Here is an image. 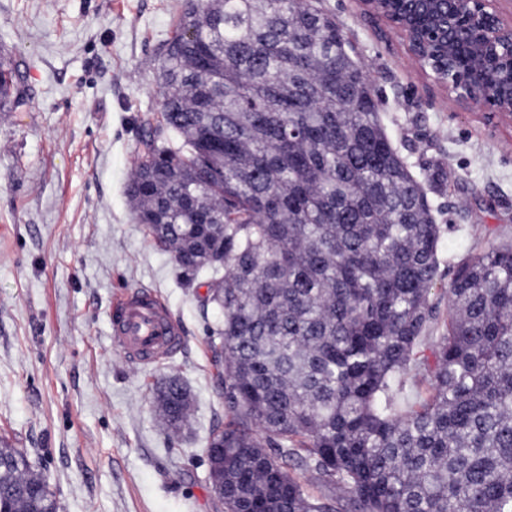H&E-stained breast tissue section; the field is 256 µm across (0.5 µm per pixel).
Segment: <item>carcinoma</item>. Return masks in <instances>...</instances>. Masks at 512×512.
Here are the masks:
<instances>
[{
  "mask_svg": "<svg viewBox=\"0 0 512 512\" xmlns=\"http://www.w3.org/2000/svg\"><path fill=\"white\" fill-rule=\"evenodd\" d=\"M348 48L316 0H185L160 58L129 195L186 277L224 271L209 465L226 512H512V243L476 244L426 337L441 227ZM156 403L188 422L177 380ZM0 512H57L7 446Z\"/></svg>",
  "mask_w": 512,
  "mask_h": 512,
  "instance_id": "1",
  "label": "carcinoma"
}]
</instances>
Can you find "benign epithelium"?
<instances>
[{"label": "benign epithelium", "mask_w": 512, "mask_h": 512, "mask_svg": "<svg viewBox=\"0 0 512 512\" xmlns=\"http://www.w3.org/2000/svg\"><path fill=\"white\" fill-rule=\"evenodd\" d=\"M502 0H361L365 15L385 20L406 39L415 62L431 56L442 65L430 69L434 84L455 104L491 118L512 121V16ZM460 31L473 44L481 65L468 76L448 75L452 59L448 33Z\"/></svg>", "instance_id": "7a95c632"}]
</instances>
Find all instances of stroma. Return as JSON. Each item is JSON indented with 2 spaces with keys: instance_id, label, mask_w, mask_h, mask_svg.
I'll return each instance as SVG.
<instances>
[{
  "instance_id": "stroma-1",
  "label": "stroma",
  "mask_w": 512,
  "mask_h": 512,
  "mask_svg": "<svg viewBox=\"0 0 512 512\" xmlns=\"http://www.w3.org/2000/svg\"><path fill=\"white\" fill-rule=\"evenodd\" d=\"M184 3L0 0V61L18 92L0 99V437L27 454L58 512H225L206 448L225 421L212 358L224 315L204 303L211 272L185 282L127 193ZM319 3L347 33L414 174L441 175L427 194L442 228L431 301L445 319L474 233L512 237V127L451 104L358 0ZM142 288L183 330L173 361L130 363L111 341L114 296ZM170 377L191 397L177 437L152 395Z\"/></svg>"
}]
</instances>
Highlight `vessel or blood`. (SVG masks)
<instances>
[{
	"mask_svg": "<svg viewBox=\"0 0 512 512\" xmlns=\"http://www.w3.org/2000/svg\"><path fill=\"white\" fill-rule=\"evenodd\" d=\"M113 341L122 357L132 363L151 365L177 355L183 331L169 315L164 301L143 291L117 299L111 313Z\"/></svg>",
	"mask_w": 512,
	"mask_h": 512,
	"instance_id": "1",
	"label": "vessel or blood"
}]
</instances>
